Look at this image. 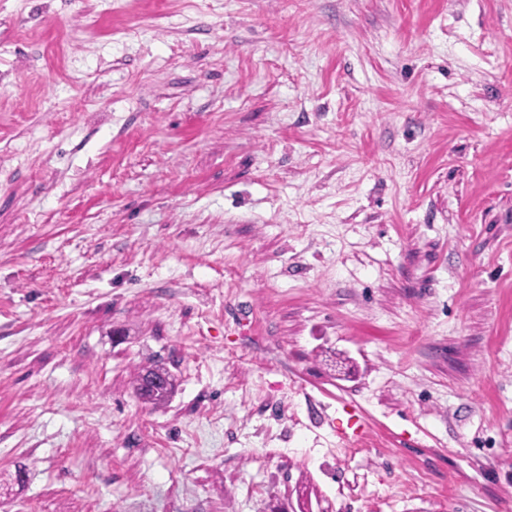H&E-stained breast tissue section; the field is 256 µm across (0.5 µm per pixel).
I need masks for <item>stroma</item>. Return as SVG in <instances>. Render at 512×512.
<instances>
[{"label": "stroma", "instance_id": "35a3bbf8", "mask_svg": "<svg viewBox=\"0 0 512 512\" xmlns=\"http://www.w3.org/2000/svg\"><path fill=\"white\" fill-rule=\"evenodd\" d=\"M1 479L512 512V0H0ZM145 372H157L160 375L165 376V378H171V381L169 383V388L166 390H153V389H146L143 388L140 385V381L142 378V375ZM174 377L172 374L164 367L159 365H152V366H145L138 370L136 373V392L138 396L144 400L146 403L152 404L154 406L161 405L165 403L169 397L171 396L173 390H174Z\"/></svg>", "mask_w": 512, "mask_h": 512}]
</instances>
